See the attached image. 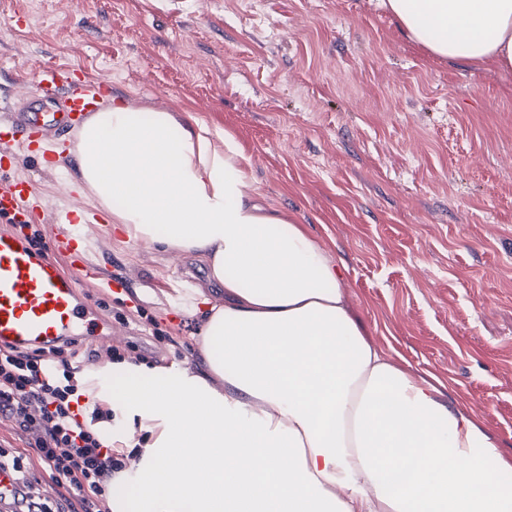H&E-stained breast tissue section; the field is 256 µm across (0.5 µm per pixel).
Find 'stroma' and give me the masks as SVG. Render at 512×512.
<instances>
[{
	"mask_svg": "<svg viewBox=\"0 0 512 512\" xmlns=\"http://www.w3.org/2000/svg\"><path fill=\"white\" fill-rule=\"evenodd\" d=\"M112 84L115 103L190 112L229 133L253 187L343 265L356 318L396 365L443 383L512 454V72L438 58L371 0H0V113L37 69ZM0 187L34 180L48 214L91 210L68 143L43 134ZM106 213L79 224L95 302L73 366L120 352L197 359L182 304L195 260L131 244ZM124 278L127 292L103 289Z\"/></svg>",
	"mask_w": 512,
	"mask_h": 512,
	"instance_id": "stroma-1",
	"label": "stroma"
}]
</instances>
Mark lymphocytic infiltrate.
<instances>
[{
  "label": "lymphocytic infiltrate",
  "mask_w": 512,
  "mask_h": 512,
  "mask_svg": "<svg viewBox=\"0 0 512 512\" xmlns=\"http://www.w3.org/2000/svg\"><path fill=\"white\" fill-rule=\"evenodd\" d=\"M65 346L21 351L0 347V422H10L33 442L52 478L78 496L82 512H109L112 480L126 467L124 452L103 447L71 406L77 391ZM0 468L15 483L9 503L25 512H64L28 482L29 463L17 451L0 449Z\"/></svg>",
  "instance_id": "1"
}]
</instances>
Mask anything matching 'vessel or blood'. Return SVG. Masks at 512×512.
<instances>
[{"label": "vessel or blood", "instance_id": "b4317fda", "mask_svg": "<svg viewBox=\"0 0 512 512\" xmlns=\"http://www.w3.org/2000/svg\"><path fill=\"white\" fill-rule=\"evenodd\" d=\"M73 73L47 68L38 73L36 91L61 96L64 109L45 112H16L0 122V161L14 159L19 147L52 127L60 134L77 128L93 111L100 96L112 85L102 82L75 89ZM35 198L31 182L0 190V218L11 228L0 230V345L49 347L65 339L81 319L85 306L79 293V276L87 275L81 251L69 235H58L57 251L67 254L76 273L61 274L55 261L37 253L23 231Z\"/></svg>", "mask_w": 512, "mask_h": 512}]
</instances>
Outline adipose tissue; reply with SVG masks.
Wrapping results in <instances>:
<instances>
[{"label": "adipose tissue", "instance_id": "obj_1", "mask_svg": "<svg viewBox=\"0 0 512 512\" xmlns=\"http://www.w3.org/2000/svg\"><path fill=\"white\" fill-rule=\"evenodd\" d=\"M412 41L512 71V0H378ZM75 179L133 243L202 263L197 365L104 361L80 394L120 399L136 505L111 512H512V458L475 414L392 364L353 316L342 268L250 194L232 135L188 112L115 104L70 150ZM124 375L113 387L112 371Z\"/></svg>", "mask_w": 512, "mask_h": 512}]
</instances>
